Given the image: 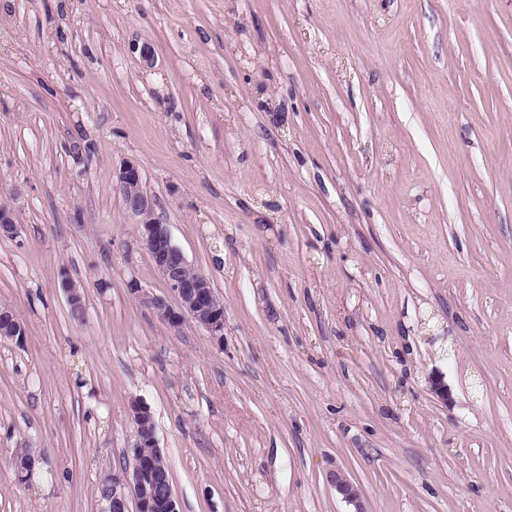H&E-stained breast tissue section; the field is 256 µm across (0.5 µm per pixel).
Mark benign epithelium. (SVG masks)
<instances>
[{"instance_id": "1", "label": "benign epithelium", "mask_w": 512, "mask_h": 512, "mask_svg": "<svg viewBox=\"0 0 512 512\" xmlns=\"http://www.w3.org/2000/svg\"><path fill=\"white\" fill-rule=\"evenodd\" d=\"M112 178L121 192L125 210L139 226L142 244L152 263L164 279L173 299L149 296L142 289L130 288L156 316L171 330L180 331L193 323L217 338L224 336V302L213 289L209 278L194 270L183 251L174 243L169 225L162 223L155 214V201L144 189L139 165L124 160L112 172ZM16 217L13 210L0 204V236L16 234ZM63 288L70 311L84 317V298L80 289L63 276ZM24 335L23 327L13 310L0 305V337ZM129 414L136 428L139 448L158 447L152 426L153 416L148 406L139 399L129 404ZM328 480L336 493L353 507V512H367L362 490L340 467L329 473ZM102 481L112 486V498L102 503L101 512H129V501H135L136 512H179L172 488L152 472L150 460L135 452L131 466L118 473L103 475Z\"/></svg>"}]
</instances>
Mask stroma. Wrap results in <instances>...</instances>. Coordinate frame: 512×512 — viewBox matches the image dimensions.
<instances>
[{
    "instance_id": "stroma-1",
    "label": "stroma",
    "mask_w": 512,
    "mask_h": 512,
    "mask_svg": "<svg viewBox=\"0 0 512 512\" xmlns=\"http://www.w3.org/2000/svg\"><path fill=\"white\" fill-rule=\"evenodd\" d=\"M128 158L222 340L130 293ZM0 204V512H99L135 398L180 512H512V0H0ZM328 480L336 493L353 507L354 510L350 512H367L360 486L342 468L330 472Z\"/></svg>"
}]
</instances>
